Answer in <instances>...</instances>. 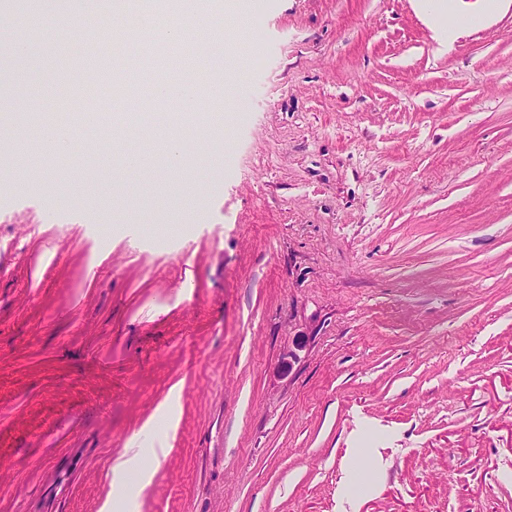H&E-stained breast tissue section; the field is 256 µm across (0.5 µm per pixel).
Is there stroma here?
Wrapping results in <instances>:
<instances>
[{
    "label": "stroma",
    "mask_w": 512,
    "mask_h": 512,
    "mask_svg": "<svg viewBox=\"0 0 512 512\" xmlns=\"http://www.w3.org/2000/svg\"><path fill=\"white\" fill-rule=\"evenodd\" d=\"M461 2L198 20L223 145L169 167L158 101L116 134L150 176L0 125V512H512V0ZM51 13L0 0L46 116L98 62Z\"/></svg>",
    "instance_id": "35a3bbf8"
}]
</instances>
